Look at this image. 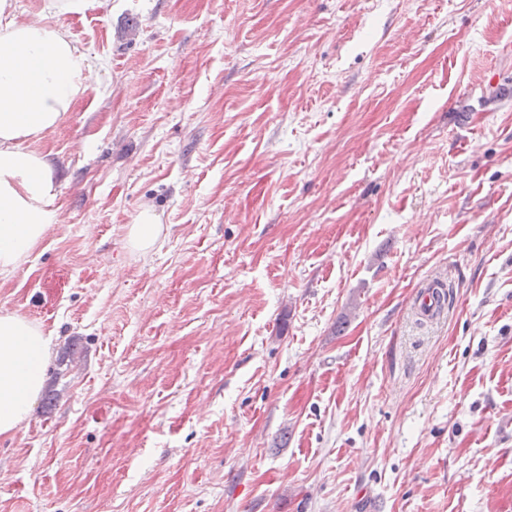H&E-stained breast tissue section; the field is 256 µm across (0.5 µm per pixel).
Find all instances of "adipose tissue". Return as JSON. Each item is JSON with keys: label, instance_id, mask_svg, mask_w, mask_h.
I'll return each mask as SVG.
<instances>
[{"label": "adipose tissue", "instance_id": "adipose-tissue-1", "mask_svg": "<svg viewBox=\"0 0 512 512\" xmlns=\"http://www.w3.org/2000/svg\"><path fill=\"white\" fill-rule=\"evenodd\" d=\"M0 0V269L17 267L53 224L56 188L45 155L29 139L53 131L97 80L67 33L11 20ZM52 358L41 327L0 313V436L27 422Z\"/></svg>", "mask_w": 512, "mask_h": 512}]
</instances>
